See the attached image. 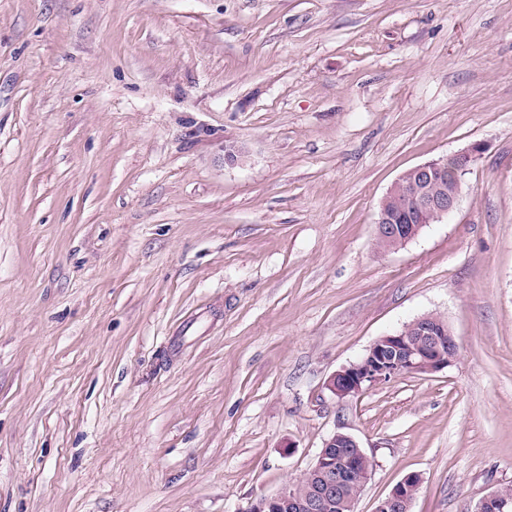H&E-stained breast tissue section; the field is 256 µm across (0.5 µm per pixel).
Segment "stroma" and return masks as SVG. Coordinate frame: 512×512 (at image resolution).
I'll list each match as a JSON object with an SVG mask.
<instances>
[{"label":"stroma","instance_id":"stroma-1","mask_svg":"<svg viewBox=\"0 0 512 512\" xmlns=\"http://www.w3.org/2000/svg\"><path fill=\"white\" fill-rule=\"evenodd\" d=\"M430 313L448 368L329 390ZM338 431L356 512L512 489V0H0V512H244ZM483 151L480 144H474L469 150L459 154L451 155L454 166L450 170L451 179L455 184L448 181V174L443 173L446 170L445 160H432L417 165L406 171L401 178L406 179L409 183L398 189L396 186L386 194L384 204L378 214L376 221L377 228V245L383 244L385 249H396L413 239L419 230V226L415 224H423V220L419 214L415 212H405L398 214L402 217L401 224H394L391 214L394 212L390 205L395 201L399 210H419L428 217L427 223L442 220L452 213L458 206L460 198L461 175L465 174L469 167L478 159ZM443 173L439 176V182L448 184L450 193L443 191L441 188L433 184L434 173ZM407 185L408 190L403 196H400L401 190ZM393 195V197H392ZM383 247V248H384ZM421 484L419 474H408L379 502L375 512H410Z\"/></svg>","mask_w":512,"mask_h":512}]
</instances>
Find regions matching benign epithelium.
<instances>
[{"instance_id": "1", "label": "benign epithelium", "mask_w": 512, "mask_h": 512, "mask_svg": "<svg viewBox=\"0 0 512 512\" xmlns=\"http://www.w3.org/2000/svg\"><path fill=\"white\" fill-rule=\"evenodd\" d=\"M483 151L479 144L452 155L450 170L455 184L446 192L433 184L434 173L444 172L447 161L432 160L406 171L408 190L392 188L376 221L377 242L396 249L413 239L419 230L415 224H396L391 204L400 210H419L428 223L442 220L458 206L461 175ZM246 149L231 142L224 144V164L234 166L245 161ZM458 356V343L452 333L431 327L429 317L422 316L400 331L381 336L356 362L335 372L328 381L331 392L339 399L358 397L376 385L405 374H433L452 364ZM371 458L351 434L337 431L329 437L305 476L286 484L279 493L261 498L241 512H356L355 506L369 479ZM422 484L418 474L405 476L383 498L375 512H411L416 493ZM351 487L356 488L347 494ZM474 512H512V496L495 490L482 498Z\"/></svg>"}]
</instances>
